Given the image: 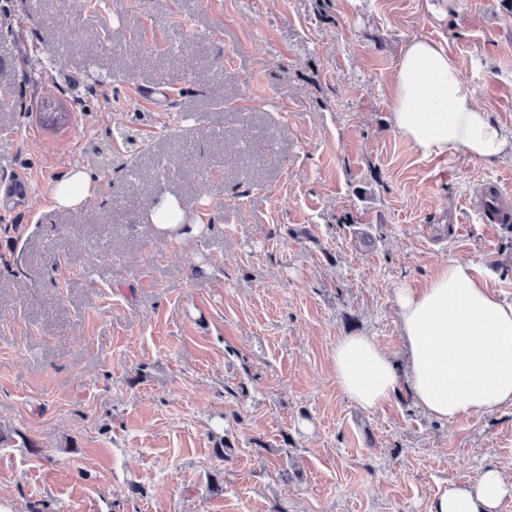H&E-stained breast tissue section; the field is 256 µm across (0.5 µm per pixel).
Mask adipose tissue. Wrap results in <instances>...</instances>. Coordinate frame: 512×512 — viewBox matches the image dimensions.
Returning <instances> with one entry per match:
<instances>
[{
  "instance_id": "adipose-tissue-1",
  "label": "adipose tissue",
  "mask_w": 512,
  "mask_h": 512,
  "mask_svg": "<svg viewBox=\"0 0 512 512\" xmlns=\"http://www.w3.org/2000/svg\"><path fill=\"white\" fill-rule=\"evenodd\" d=\"M396 131L425 156L456 151L492 162L512 150V130L493 121L440 44L409 41L402 50L390 99ZM398 319L409 373L367 336H345L332 353L340 392L371 412L407 390L428 414L451 420L512 406V303L500 299L470 263L442 264L421 291L397 293ZM512 489L490 466L466 485H452L431 512H496Z\"/></svg>"
}]
</instances>
